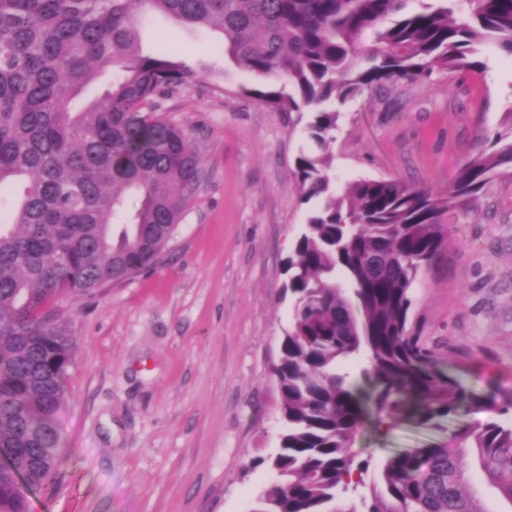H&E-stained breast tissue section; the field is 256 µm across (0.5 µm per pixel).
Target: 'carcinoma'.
<instances>
[{
    "instance_id": "obj_1",
    "label": "carcinoma",
    "mask_w": 512,
    "mask_h": 512,
    "mask_svg": "<svg viewBox=\"0 0 512 512\" xmlns=\"http://www.w3.org/2000/svg\"><path fill=\"white\" fill-rule=\"evenodd\" d=\"M409 2L0 0V512H30V495L61 477L76 341L59 302L156 265L200 181L187 129L156 114L189 74L142 52L147 15L222 35L236 66L275 80L244 96L312 114L317 150L296 168L304 202L318 204L286 264L294 304L274 367L284 430L258 461L279 478L255 512H488L463 490L475 468L512 503V426H463L371 476L353 450L370 407L434 427L475 401L422 344L414 287L440 246L442 214L512 169L508 112L445 197L371 178L336 192V105L436 68H479L486 43L512 58V0ZM107 72L104 92L72 111ZM361 352L359 378L336 369ZM345 493L359 503L335 508Z\"/></svg>"
}]
</instances>
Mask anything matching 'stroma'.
<instances>
[{
  "label": "stroma",
  "instance_id": "35a3bbf8",
  "mask_svg": "<svg viewBox=\"0 0 512 512\" xmlns=\"http://www.w3.org/2000/svg\"><path fill=\"white\" fill-rule=\"evenodd\" d=\"M162 38L195 76L157 113L189 130L201 179L155 268L59 304L76 338L63 476L32 495L31 512H251L270 483L255 460L278 448L283 430L272 370L292 320L285 262L313 210L295 169L312 146L310 114L242 95L261 79L212 33L151 18L144 47ZM478 58L482 69L437 70L343 106L330 147L337 188L371 177L446 194L512 110V59L490 44ZM441 222L443 241L415 287L419 332L444 371L506 402L512 175ZM495 418L474 407L436 429L384 417L355 446L375 467Z\"/></svg>",
  "mask_w": 512,
  "mask_h": 512
}]
</instances>
